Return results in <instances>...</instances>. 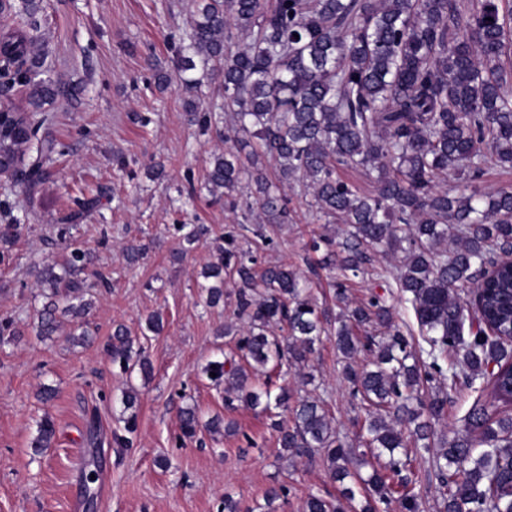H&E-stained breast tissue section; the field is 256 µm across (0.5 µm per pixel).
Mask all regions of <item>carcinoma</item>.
I'll return each instance as SVG.
<instances>
[{"label":"carcinoma","mask_w":512,"mask_h":512,"mask_svg":"<svg viewBox=\"0 0 512 512\" xmlns=\"http://www.w3.org/2000/svg\"><path fill=\"white\" fill-rule=\"evenodd\" d=\"M42 2L9 0L4 14L23 26H8L0 35V72L8 76L14 67H27L31 113L74 94L36 71L30 32L37 30ZM209 75L220 77L224 89V143L250 147L243 158L232 150L213 154L209 191L224 190L234 208L233 193L251 183L266 223L284 224L288 197L282 188L302 184L322 217L348 225L341 242L323 234L310 243L335 272L341 303L348 277L370 262L368 251L404 253L393 279L426 343L410 348L380 295L329 318L288 265L256 272L255 258L240 250L239 230L233 229L216 245L217 261L202 267L198 283L206 303L216 306L224 300L229 271L237 316L246 325L237 354L204 367L207 375L215 372L211 381L224 385V405L281 409L273 427L288 459L318 455L331 480L348 479L361 490L357 502L354 490L345 488L344 504L312 494L305 512H345L347 505L377 512V503L393 498L395 478L399 512H423L401 476L411 440L422 442L416 452H430L432 426L419 418L442 417L450 394L472 389L478 395L462 429L432 458L445 512H512V414L499 411L512 404V268L500 264L512 253V190L480 184L487 164L512 168V0H193L173 74H159L157 85L164 89L175 80L192 94ZM36 133L25 114L0 127V163L16 171L17 185L30 196L48 177L44 162L57 153L54 140H37ZM266 159L275 163V182L263 173ZM347 167L377 172L373 192L343 180L339 170ZM96 204L77 201L62 223L78 224ZM3 217L8 223L0 224V259L21 232L7 201ZM178 231L179 261L196 248L201 231L192 224ZM61 244L66 263H46L38 272L49 289L36 326L46 338L61 331L59 316L81 317L89 306L81 274L91 258L65 238ZM144 255L134 242L123 249L129 266ZM277 324L288 334L275 335ZM366 324L387 329L388 340L357 337L354 328ZM330 334L345 359L352 394L393 410L367 421L368 453L345 447L320 398L293 401L271 377L253 380L270 364L307 362ZM364 350L375 357V368L353 365ZM107 351L129 377L151 371L122 324L113 327ZM438 377L448 391L425 394L423 387ZM138 401L137 388L128 384L121 398L125 434L113 435L120 447L132 444ZM180 422L182 438L194 439L198 407H181ZM55 435L53 421L42 419L34 454L51 447ZM366 466L371 472L365 475Z\"/></svg>","instance_id":"obj_1"}]
</instances>
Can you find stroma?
Here are the masks:
<instances>
[{"label":"stroma","mask_w":512,"mask_h":512,"mask_svg":"<svg viewBox=\"0 0 512 512\" xmlns=\"http://www.w3.org/2000/svg\"><path fill=\"white\" fill-rule=\"evenodd\" d=\"M189 0H44L39 33L46 42L49 75L78 85L74 101L49 106L40 135L53 138L59 152L51 176L33 202L17 201L14 213L25 226L0 261V322L23 330L18 341L0 343V512H222L232 496L240 512H265L264 494L274 485L288 488L278 512H304L309 495L339 496L321 459L289 464L271 429L269 413L238 405L224 410V390L204 374L208 361L235 349L238 325L232 281L224 302L205 306L197 286L202 266L213 261L215 240L249 215L254 197L240 185L237 209L205 186L212 155L224 148L215 132H202L192 113L222 115L224 99L217 78H205L194 98L177 83L154 84L157 71L172 66L179 37L187 27ZM162 163L165 175L147 169ZM292 221L265 227L272 243L242 240L261 265L285 262L312 283L321 309L339 308L327 270L305 250L313 234L342 236L343 224H327L308 205L301 187L288 188ZM99 197L97 211L62 233L59 217L81 198ZM195 224L205 233L199 247L174 260L179 239L173 227ZM89 250L95 269L111 278L109 290H91L93 306L85 321L93 337L86 345L66 335L47 340L32 324L40 306L37 271L43 261L64 263L61 235ZM148 244L146 258L127 266L128 241ZM400 254L375 256L371 275L349 281L348 307L371 293L384 295L403 331L418 333L415 315L386 286L380 272L392 271ZM160 312L164 330L143 335L141 325ZM125 324L143 346L153 367L149 378L127 380L107 352L114 324ZM344 361L334 338L324 339L304 368L277 376L292 396L320 397L333 428L348 447H361L368 414L342 377ZM315 377L302 386L303 373ZM139 391L138 428L131 447L113 444L122 432L121 393L127 383ZM57 387L51 401L38 398L41 385ZM190 397L203 418L229 414L236 435L199 433L181 442L179 408ZM55 423L53 446L33 454L31 442L43 416Z\"/></svg>","instance_id":"35a3bbf8"}]
</instances>
